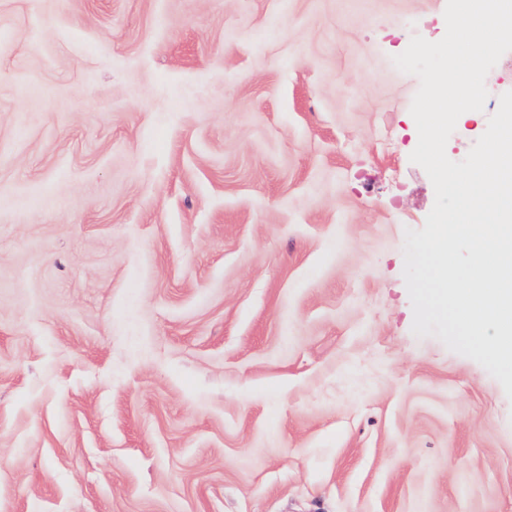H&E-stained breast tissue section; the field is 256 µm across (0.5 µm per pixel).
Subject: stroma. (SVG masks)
Masks as SVG:
<instances>
[{"mask_svg": "<svg viewBox=\"0 0 512 512\" xmlns=\"http://www.w3.org/2000/svg\"><path fill=\"white\" fill-rule=\"evenodd\" d=\"M446 4L0 0V512H512L403 277Z\"/></svg>", "mask_w": 512, "mask_h": 512, "instance_id": "obj_1", "label": "stroma"}]
</instances>
